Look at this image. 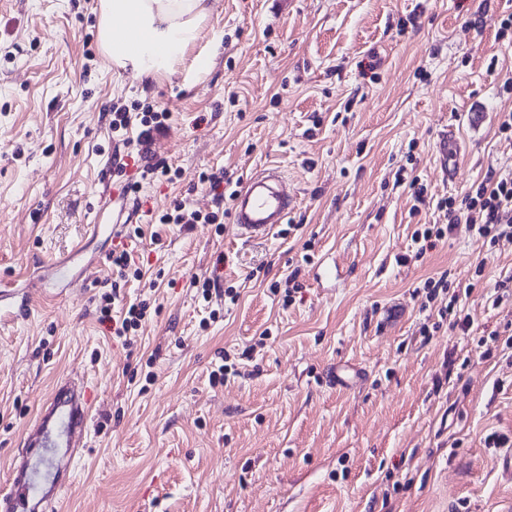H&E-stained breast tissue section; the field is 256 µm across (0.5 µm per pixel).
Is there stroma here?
I'll list each match as a JSON object with an SVG mask.
<instances>
[{
	"label": "stroma",
	"mask_w": 512,
	"mask_h": 512,
	"mask_svg": "<svg viewBox=\"0 0 512 512\" xmlns=\"http://www.w3.org/2000/svg\"><path fill=\"white\" fill-rule=\"evenodd\" d=\"M512 0H215L175 76L117 72L97 35L98 0H0V285L22 288L72 258L81 273L0 319V493L30 420L57 381L92 384L87 445L60 512H503L512 504V239L468 224L418 254L444 224L437 203L488 173L512 175L502 137ZM483 26H474L475 18ZM209 72L193 69L214 36ZM373 60L374 77L359 61ZM149 101L172 120L152 150L181 171L135 198L132 266L118 279L100 197L119 138L114 103ZM466 159L445 181L439 143ZM267 166L297 191L263 239L232 222L148 224L180 199L216 201L206 169L244 181ZM418 179L415 208L396 173ZM408 263H401V256ZM336 259L335 280H319ZM217 275L210 301L190 281ZM295 275L292 303L272 284ZM448 290L427 299L424 283ZM146 301L126 338L102 322ZM468 314L469 332L451 326ZM223 383L209 374L221 354Z\"/></svg>",
	"instance_id": "stroma-1"
}]
</instances>
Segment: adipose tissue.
<instances>
[{"label":"adipose tissue","mask_w":512,"mask_h":512,"mask_svg":"<svg viewBox=\"0 0 512 512\" xmlns=\"http://www.w3.org/2000/svg\"><path fill=\"white\" fill-rule=\"evenodd\" d=\"M212 8V0H99L100 46L120 70L141 78L171 77Z\"/></svg>","instance_id":"obj_1"}]
</instances>
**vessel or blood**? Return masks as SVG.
<instances>
[{"mask_svg":"<svg viewBox=\"0 0 512 512\" xmlns=\"http://www.w3.org/2000/svg\"><path fill=\"white\" fill-rule=\"evenodd\" d=\"M295 200V190L280 169L256 171L233 195L232 222L243 236L265 237L287 223ZM93 397V388L84 381L56 387L28 432L26 457L9 472L10 490L0 497V512H53L86 446Z\"/></svg>","mask_w":512,"mask_h":512,"instance_id":"1","label":"vessel or blood"}]
</instances>
